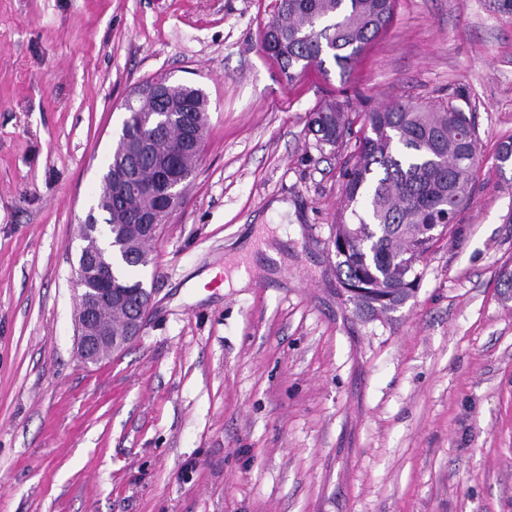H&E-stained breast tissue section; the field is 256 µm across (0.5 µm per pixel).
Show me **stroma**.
<instances>
[{
    "label": "stroma",
    "instance_id": "obj_1",
    "mask_svg": "<svg viewBox=\"0 0 512 512\" xmlns=\"http://www.w3.org/2000/svg\"><path fill=\"white\" fill-rule=\"evenodd\" d=\"M275 5L0 0V512H512V0H396L345 82L287 81ZM160 75L207 94L202 157L141 272V335L87 364L81 224ZM405 98L474 113L480 165L412 297L371 320L336 215L365 112ZM332 99L352 125L329 146L307 120ZM166 79L167 78L165 76L155 77L151 80L146 81L145 83H143V85L137 87L126 99L127 110L134 109L136 107L137 101L142 100L146 97L154 96L158 99H161L163 97V85L155 81H163ZM149 82L155 83L148 84Z\"/></svg>",
    "mask_w": 512,
    "mask_h": 512
}]
</instances>
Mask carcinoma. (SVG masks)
Listing matches in <instances>:
<instances>
[{
    "mask_svg": "<svg viewBox=\"0 0 512 512\" xmlns=\"http://www.w3.org/2000/svg\"><path fill=\"white\" fill-rule=\"evenodd\" d=\"M395 0H277L276 12L263 38V48L278 61L287 79L299 78L311 67L332 61L341 78L350 75L357 58L392 22ZM170 97L189 103L181 112H167L162 102L146 99L140 112L155 113L162 127L150 154L137 159L140 175L152 181L166 162L171 141L180 137L186 122L206 131L208 99L195 86H169ZM371 134L359 140L354 163L346 168L342 186L345 203L336 221L334 246L346 252L337 262L345 282H358L364 293L353 295L356 306L371 314L387 313L403 305L419 280V266L434 241L435 228L446 232L471 202L479 163L475 116L454 104L424 105L401 100L366 113ZM135 117L122 122L121 133L101 178L99 199H112L113 238L123 226L139 223L154 206L148 197L135 198L109 177L128 161V140L140 129ZM346 129L340 103L327 102L309 114L308 132L322 144L334 145ZM202 147L179 159L183 176L194 175ZM150 237L125 250V269L119 283L142 287L140 270L154 264Z\"/></svg>",
    "mask_w": 512,
    "mask_h": 512,
    "instance_id": "1",
    "label": "carcinoma"
}]
</instances>
